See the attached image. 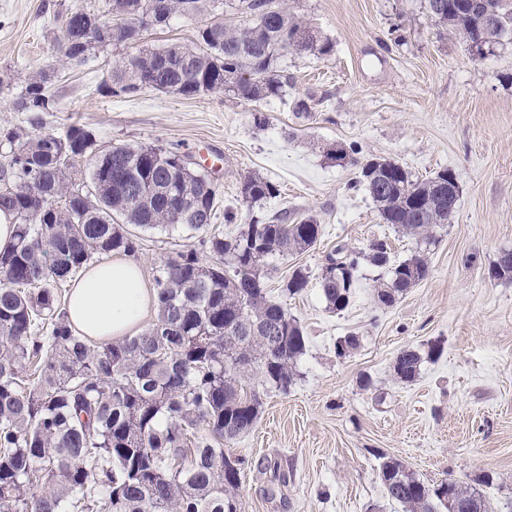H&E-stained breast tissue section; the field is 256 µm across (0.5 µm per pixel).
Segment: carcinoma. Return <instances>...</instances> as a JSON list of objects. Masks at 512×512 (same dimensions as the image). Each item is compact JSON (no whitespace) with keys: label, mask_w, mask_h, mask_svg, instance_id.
Returning <instances> with one entry per match:
<instances>
[{"label":"carcinoma","mask_w":512,"mask_h":512,"mask_svg":"<svg viewBox=\"0 0 512 512\" xmlns=\"http://www.w3.org/2000/svg\"><path fill=\"white\" fill-rule=\"evenodd\" d=\"M154 0H112L109 14L75 9L62 20L57 51L69 63L115 44L107 33L126 17L121 44L139 42L141 14ZM166 15L202 19L211 0H165ZM470 0H427V9L449 33L460 36L478 24ZM497 11L486 28L488 42L512 36V3L486 0ZM247 23L228 27L203 22L190 44L141 47L107 75L114 94L150 86L195 97L215 90L246 102L282 94L289 53L329 56L333 44L308 21L290 13L284 0L247 4ZM49 74L30 77L15 107L38 114L54 108ZM9 151L0 161V211L18 224L0 248V512H239L236 491L244 459L227 465L224 444L249 434L261 402L243 387L253 372L265 385L286 392L294 384L307 336L266 288L264 259L299 253L318 241L311 216L290 224L256 221L226 237L211 229L217 190L176 151L122 145L101 151L79 124L63 134L0 131ZM91 161L89 179L75 178L76 164ZM447 171L415 180L401 165L382 160L362 170L380 221L421 241L448 223ZM276 187L248 175L241 196L256 202ZM205 232L202 243L215 257L203 262L185 244L163 261L156 277V323L134 336L98 345L69 325L59 290L99 255L139 249L131 227ZM366 257L387 269L376 289L379 303L396 297L428 275L426 259L414 255L391 263L383 241ZM342 259L348 285L321 276L333 311L348 307L359 256L340 246L326 257ZM308 285L302 269L289 276L294 296ZM413 347L396 356L394 375L414 381L424 357ZM56 481L36 495L45 476ZM379 477L388 500L403 512H440L435 489L404 461L385 457ZM460 499L477 500L475 512H494L486 497L459 481Z\"/></svg>","instance_id":"carcinoma-1"}]
</instances>
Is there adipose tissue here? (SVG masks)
<instances>
[{"label": "adipose tissue", "instance_id": "1", "mask_svg": "<svg viewBox=\"0 0 512 512\" xmlns=\"http://www.w3.org/2000/svg\"><path fill=\"white\" fill-rule=\"evenodd\" d=\"M154 299L139 263L115 255L88 264L72 284L66 313L81 335L107 343L136 333Z\"/></svg>", "mask_w": 512, "mask_h": 512}]
</instances>
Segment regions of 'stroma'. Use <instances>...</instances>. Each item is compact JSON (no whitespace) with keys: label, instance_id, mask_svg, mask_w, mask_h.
Listing matches in <instances>:
<instances>
[{"label":"stroma","instance_id":"stroma-1","mask_svg":"<svg viewBox=\"0 0 512 512\" xmlns=\"http://www.w3.org/2000/svg\"><path fill=\"white\" fill-rule=\"evenodd\" d=\"M286 4L334 49L322 58L286 55L288 88L255 105L222 90L195 98L151 88L112 94L107 73L133 47H108L80 66L60 63L55 42L61 16L104 11L109 0H0V76L10 79L0 90V128L32 132L31 113L14 102L28 78L46 70L56 108L43 113V131L79 123L103 150L131 144L186 154L218 187L212 225L224 235L253 218L310 214L320 224L316 246L265 261L272 295L309 345L288 392L251 377L261 413L228 446L245 461L241 512H402L379 478L389 456L424 482L456 478L495 512H512V282L488 274L512 250V44L475 58L424 0ZM395 29L404 37L398 45ZM258 114L265 124L255 123ZM337 142L355 145L356 161L329 160L326 150ZM372 157L419 180L455 172V213L430 244L381 223L370 196L353 189L361 162ZM249 174L273 183L276 196L245 202L240 183ZM376 240L389 243L397 262L424 253L428 276L387 307L375 297L383 269L361 260L349 306L328 310L320 287L327 255L341 245L364 252ZM177 244L212 259L199 237L143 233L135 258L148 286ZM298 268L309 275L306 290L282 294ZM345 336L358 337L359 346L340 357L336 343ZM435 343L441 350L416 381L396 379L398 352ZM364 376L370 387H361Z\"/></svg>","mask_w":512,"mask_h":512}]
</instances>
